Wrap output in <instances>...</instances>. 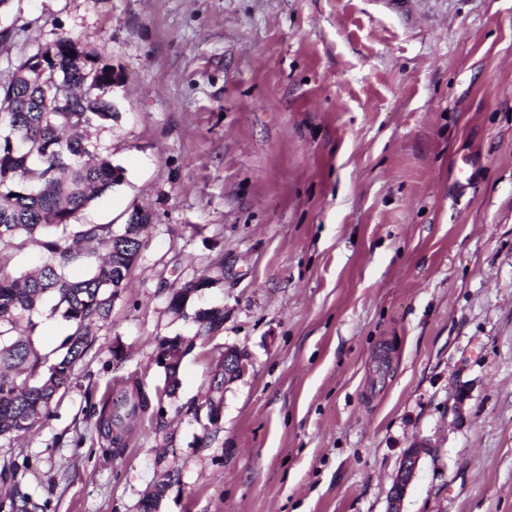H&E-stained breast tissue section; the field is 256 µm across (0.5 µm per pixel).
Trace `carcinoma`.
I'll return each instance as SVG.
<instances>
[{"mask_svg":"<svg viewBox=\"0 0 512 512\" xmlns=\"http://www.w3.org/2000/svg\"><path fill=\"white\" fill-rule=\"evenodd\" d=\"M30 55L0 82V438L29 433L50 414L55 397L69 383L74 363L86 353L87 328L107 318L112 300L140 258L143 231L151 216L137 211V224H75L73 220L92 201L112 190V158L84 131L112 125L93 119L112 108V101L88 92L95 82L110 83L113 72L95 67L88 53L69 36L53 42V60L43 79H33ZM27 245L43 249L41 263L17 271L13 254ZM86 265L88 276L75 279L70 266ZM213 280L197 278L173 289L170 310L184 315L189 296L208 288ZM50 314L75 326L59 349L61 358L49 361L21 326L34 332L32 314L44 305ZM196 337L205 339L224 326V310L199 311L193 317ZM193 346L183 340L174 346L162 340L156 362L165 369L170 393L178 388V365ZM208 438L220 430L224 408L223 380L213 377L205 402ZM152 400L139 377L123 381L120 395L102 402L95 427L106 442L103 453L119 456L126 447L122 428L148 412ZM172 483L168 470L160 471L154 490L139 504V512H157ZM25 495L0 497V512H48Z\"/></svg>","mask_w":512,"mask_h":512,"instance_id":"cac0c4a2","label":"carcinoma"}]
</instances>
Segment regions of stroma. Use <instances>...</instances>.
Returning a JSON list of instances; mask_svg holds the SVG:
<instances>
[{
  "label": "stroma",
  "instance_id": "stroma-1",
  "mask_svg": "<svg viewBox=\"0 0 512 512\" xmlns=\"http://www.w3.org/2000/svg\"><path fill=\"white\" fill-rule=\"evenodd\" d=\"M4 29L0 76L61 35L112 67L91 136L126 180L76 221L151 222L50 415L0 439V494L138 512L164 466L159 512H387L421 445L403 512H512V0H7ZM211 308L163 418L103 454V393L163 387L159 342ZM212 283L213 280L210 277L203 276L185 283L179 288H173L169 301L170 310L179 316L184 315V305L187 302L189 296L201 288L210 287ZM224 387L241 378L248 369L246 356L234 347H226L223 357ZM214 373V377L211 380L208 398L205 402L206 405V416L210 428H204L203 438H209L211 435H216L219 432L220 423L222 419V413L224 408V390H223V377L218 380V375ZM425 448H409L402 459L400 469L391 489L387 512H402V504L409 485L416 477L418 465Z\"/></svg>",
  "mask_w": 512,
  "mask_h": 512
}]
</instances>
